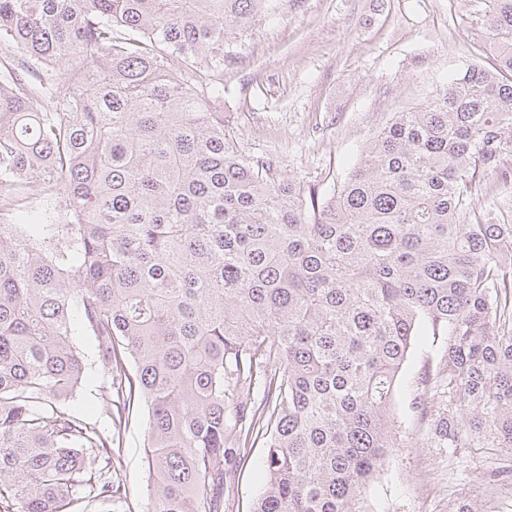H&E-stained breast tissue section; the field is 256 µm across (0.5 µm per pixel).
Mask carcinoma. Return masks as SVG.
<instances>
[{
    "instance_id": "1",
    "label": "carcinoma",
    "mask_w": 512,
    "mask_h": 512,
    "mask_svg": "<svg viewBox=\"0 0 512 512\" xmlns=\"http://www.w3.org/2000/svg\"><path fill=\"white\" fill-rule=\"evenodd\" d=\"M495 67L393 113L323 194L242 153L225 43L278 0H0V512H78L122 427L64 402L98 342L101 399L146 403L148 512H224L257 441L251 512H363L407 412L431 448L512 449V0ZM50 107L41 108L42 99Z\"/></svg>"
}]
</instances>
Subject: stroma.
Masks as SVG:
<instances>
[{
  "mask_svg": "<svg viewBox=\"0 0 512 512\" xmlns=\"http://www.w3.org/2000/svg\"><path fill=\"white\" fill-rule=\"evenodd\" d=\"M485 0H279L256 20L224 64V118L244 153L278 160L285 172L327 189L356 162L363 146L394 112L442 89L478 58L486 34L477 19ZM75 343L87 379L70 408L106 428L101 406L105 377L97 341ZM121 455L114 465L125 502L85 498L79 512H146L143 450L147 408L131 402ZM403 417V443L364 494L366 512H455L473 500L480 512H512V483L490 480L488 465L512 466V452L469 460L468 449L429 448ZM262 447L252 450L231 498L230 512H250L263 487Z\"/></svg>",
  "mask_w": 512,
  "mask_h": 512,
  "instance_id": "35a3bbf8",
  "label": "stroma"
}]
</instances>
